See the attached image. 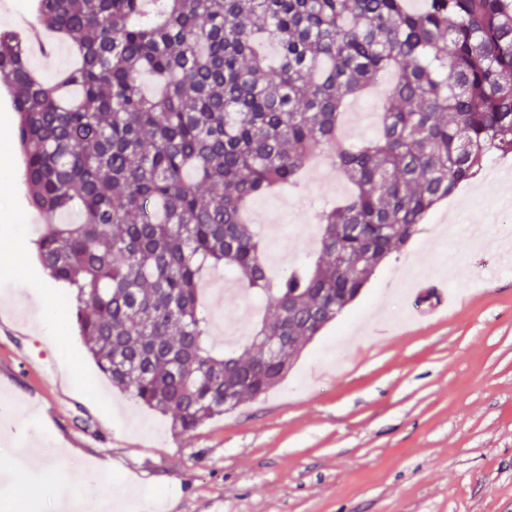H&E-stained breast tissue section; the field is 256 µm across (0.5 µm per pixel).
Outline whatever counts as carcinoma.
Masks as SVG:
<instances>
[{"mask_svg": "<svg viewBox=\"0 0 512 512\" xmlns=\"http://www.w3.org/2000/svg\"><path fill=\"white\" fill-rule=\"evenodd\" d=\"M37 16L76 55L49 83L0 30L40 264L74 290L98 369L177 436L276 386L437 203L512 155V0H37ZM386 75L376 134L343 138L346 104ZM322 149L351 191L318 212L317 256L273 279L247 207ZM215 267L265 299L242 352L210 344L198 283Z\"/></svg>", "mask_w": 512, "mask_h": 512, "instance_id": "1", "label": "carcinoma"}]
</instances>
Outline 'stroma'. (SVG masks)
<instances>
[{
  "label": "stroma",
  "mask_w": 512,
  "mask_h": 512,
  "mask_svg": "<svg viewBox=\"0 0 512 512\" xmlns=\"http://www.w3.org/2000/svg\"><path fill=\"white\" fill-rule=\"evenodd\" d=\"M349 103L345 135L364 138L384 98ZM15 116L0 91V512H59L84 476L105 478L114 512H512V249L495 220L512 158L435 207L357 299L298 353L274 388L176 437L168 418L112 387L84 346L75 299L39 273L43 218L26 200ZM347 184L331 157L287 202L295 231L267 251L311 259L306 232ZM446 297L436 318L427 302ZM220 274L199 288L216 344L246 291ZM61 409H54V402Z\"/></svg>",
  "instance_id": "1"
}]
</instances>
